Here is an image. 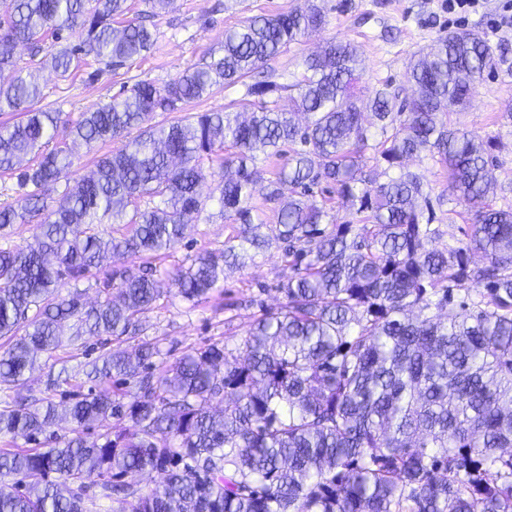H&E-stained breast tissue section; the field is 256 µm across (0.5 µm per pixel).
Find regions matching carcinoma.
<instances>
[{
	"label": "carcinoma",
	"instance_id": "obj_1",
	"mask_svg": "<svg viewBox=\"0 0 512 512\" xmlns=\"http://www.w3.org/2000/svg\"><path fill=\"white\" fill-rule=\"evenodd\" d=\"M128 12L127 0H0V72H13L0 83V112L25 114L0 127V172L22 191L17 204L0 206V230L42 217L33 242L0 246V384L21 387L39 359L57 362L68 321L77 324L71 342L115 341L91 364L99 387L68 406L55 396L70 377L50 373L35 404L0 408L1 436L37 444L62 421L73 432L58 448H0V476L27 480L24 490L0 484V512H88L110 498L120 512H512V207L485 204L496 141L449 119L495 65L486 39L450 31L407 66L413 94L388 82L375 92L369 108L381 140L372 160L397 172L384 183L364 171L360 57L348 41L309 55L292 85L255 82L222 111L142 128L156 112L251 76L327 22L317 0L252 16L224 31L221 52L178 77L138 82L83 113L69 134L87 144L140 133L100 157L55 209L47 188L68 178L73 160L47 149L59 113L35 107L41 87L15 48L27 44L34 58L45 34L59 41L75 32L79 42L51 57L59 76L84 56L116 70L154 45L145 18L127 20ZM292 90L289 110L272 99ZM257 150L288 152L263 194L275 224L254 223L248 207L262 180ZM422 155L446 168L448 189L477 204L459 246H433L431 201L404 170ZM213 158L217 203L240 231L192 256L170 284L194 303L224 270L282 242L292 256L285 303L249 325L239 355L213 343L158 365V345L136 336L139 316L161 297L153 275L114 269L90 306L60 286L86 278L109 253L148 257L179 243L197 220L203 161ZM322 184L359 223L334 222L313 199ZM144 197L152 205L136 207ZM105 219L132 233L101 234ZM474 252L483 266H470ZM450 306L459 312L443 316ZM92 425L103 433L90 443L83 430ZM145 472L164 475L147 494L125 481Z\"/></svg>",
	"mask_w": 512,
	"mask_h": 512
}]
</instances>
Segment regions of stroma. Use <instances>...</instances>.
<instances>
[{
	"mask_svg": "<svg viewBox=\"0 0 512 512\" xmlns=\"http://www.w3.org/2000/svg\"><path fill=\"white\" fill-rule=\"evenodd\" d=\"M298 2L173 0L167 13L149 21L156 38L154 48L121 69L96 61L62 77L46 63L33 66L43 91L41 108L60 115L53 143L71 151L72 179L88 174L99 155L125 145L121 138L93 146L73 141L69 129L82 113L125 95L139 81L161 83L175 78L203 55L220 49L225 30L255 15L288 11ZM325 5V26L287 45L264 65L263 72L269 80L289 84L300 79L304 58L324 41L336 38L359 47L363 67L359 88L369 97L384 81L403 83L410 59L448 31L461 28L485 32L496 49V68L476 83L466 106L453 113L452 118L479 137H495L491 173L497 191L491 204L496 208L507 202L512 204V121L502 118L504 112L512 110V26L495 34L489 32L498 0H486L484 8L462 20L449 15L444 0H325ZM407 166L420 176L425 190L437 202L435 212L441 235L436 247L458 245L464 238L463 228L472 222L473 205L449 192L448 174L441 165L413 158ZM237 230V224L222 216L216 202L205 201L184 239L153 261V275L164 292L155 308L140 316L139 323L143 337L159 342L164 360L174 361L189 349L213 342L240 353L250 323L264 310L283 303L279 285L288 266L279 243L256 256L254 262L225 271L220 288L198 302L191 303L168 292L170 272L187 264L189 257L199 251L223 247Z\"/></svg>",
	"mask_w": 512,
	"mask_h": 512,
	"instance_id": "1",
	"label": "stroma"
}]
</instances>
